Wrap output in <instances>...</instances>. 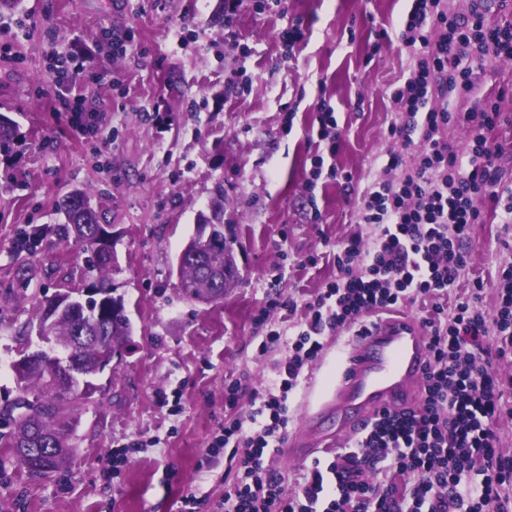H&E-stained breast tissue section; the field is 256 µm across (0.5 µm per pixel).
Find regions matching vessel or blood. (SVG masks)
<instances>
[{"instance_id": "obj_1", "label": "vessel or blood", "mask_w": 512, "mask_h": 512, "mask_svg": "<svg viewBox=\"0 0 512 512\" xmlns=\"http://www.w3.org/2000/svg\"><path fill=\"white\" fill-rule=\"evenodd\" d=\"M427 359L428 336L421 322L404 312L376 320L337 354L331 386L305 419V435L290 439L283 456L316 459L339 435L361 432L377 414L415 407Z\"/></svg>"}]
</instances>
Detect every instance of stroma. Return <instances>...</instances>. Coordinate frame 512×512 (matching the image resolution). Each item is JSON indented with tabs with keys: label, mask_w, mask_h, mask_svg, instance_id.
I'll return each instance as SVG.
<instances>
[{
	"label": "stroma",
	"mask_w": 512,
	"mask_h": 512,
	"mask_svg": "<svg viewBox=\"0 0 512 512\" xmlns=\"http://www.w3.org/2000/svg\"><path fill=\"white\" fill-rule=\"evenodd\" d=\"M218 0H22L0 16V113L19 137L0 156V358L12 361L19 334L35 321L40 288L83 289V254L51 233L58 201L81 188L117 239L112 276L134 327L121 361L96 376L101 406L79 416L78 448L67 470L30 477L0 447V512H180L187 491L224 496V459L207 458L223 424L224 380L268 384L285 352L260 353L253 317L270 289L300 297L333 278L332 263L299 270L311 255L332 252L353 231L364 187L389 151L390 95L413 60L403 45H372L407 0H288L287 16L244 13L240 40H225L213 19ZM303 21L305 38L281 56L278 32ZM120 35L126 51L112 53ZM60 56L81 68L78 92L98 112L86 137L56 110L48 68ZM238 89L227 90L228 80ZM325 95L342 129L335 157L350 181L317 189L320 223L305 217L304 173L311 104ZM224 182V232L235 239L241 280L221 302L183 298L176 257ZM42 230L21 250V230ZM493 212L472 231L470 277L496 298L495 270L512 258ZM31 268L30 285L19 281ZM181 393L169 415L162 394ZM155 440L113 476L109 456L128 441Z\"/></svg>",
	"instance_id": "35a3bbf8"
}]
</instances>
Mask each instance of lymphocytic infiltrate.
<instances>
[{"instance_id":"1","label":"lymphocytic infiltrate","mask_w":512,"mask_h":512,"mask_svg":"<svg viewBox=\"0 0 512 512\" xmlns=\"http://www.w3.org/2000/svg\"><path fill=\"white\" fill-rule=\"evenodd\" d=\"M414 65L391 98L397 118L390 137L413 148L412 164L388 154L380 177L361 195L360 223L374 230L372 246L350 234L332 258L334 279L308 298L273 292L254 320L260 351L285 348L276 377L252 390L249 419L225 420L208 451L224 457V497L211 512H512V455L499 446L497 427L512 416V377L497 367L512 361V261L495 271L496 300L483 304V282H460L471 263V231L490 201L500 223L512 224V172L500 163L496 134L505 119L498 99L479 94V75L493 60L512 56V22L489 23L477 0L449 15L444 0H410L395 31ZM72 58L56 60L51 80L70 126L95 134L100 117L85 111L69 74ZM317 148L304 188L311 223L321 212L316 189L336 180L341 139L336 113L318 97ZM469 131L465 149L450 127ZM420 304L430 341L421 400L412 409L377 415L332 458L313 461L296 491L272 467L271 452L288 433V400L326 337L363 324L371 315ZM304 306L307 318L291 333L270 328L275 309ZM410 474L404 486L377 482L384 473Z\"/></svg>"}]
</instances>
